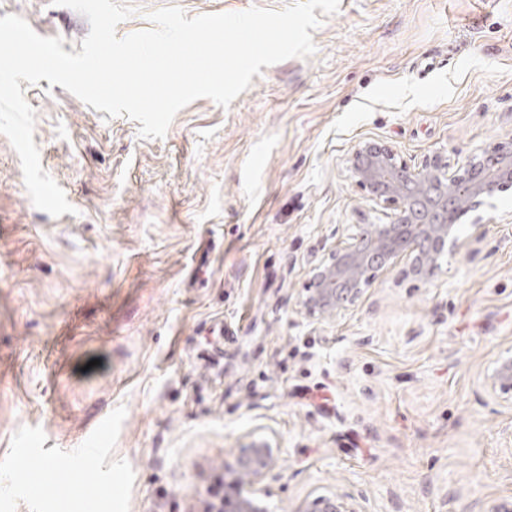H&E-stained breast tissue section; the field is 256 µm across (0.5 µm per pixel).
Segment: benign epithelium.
<instances>
[{
    "mask_svg": "<svg viewBox=\"0 0 512 512\" xmlns=\"http://www.w3.org/2000/svg\"><path fill=\"white\" fill-rule=\"evenodd\" d=\"M350 170L356 184L370 196L395 207L388 224H359L351 242L334 250L312 269V288L302 301L311 314L334 316L355 306L378 273L400 255L412 258V271L434 278L441 257L461 247L456 221L476 212L499 191L512 185V147L485 157L471 156L451 169L435 155L415 168L390 146L364 141L357 145ZM494 396L512 395V357L498 360L485 377ZM273 464L271 446L253 443L237 462L234 477L224 483V512H267L245 486ZM300 512H363L346 492L319 495Z\"/></svg>",
    "mask_w": 512,
    "mask_h": 512,
    "instance_id": "1",
    "label": "benign epithelium"
}]
</instances>
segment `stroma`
Returning a JSON list of instances; mask_svg holds the SVG:
<instances>
[{"instance_id": "stroma-1", "label": "stroma", "mask_w": 512, "mask_h": 512, "mask_svg": "<svg viewBox=\"0 0 512 512\" xmlns=\"http://www.w3.org/2000/svg\"><path fill=\"white\" fill-rule=\"evenodd\" d=\"M149 12L280 10L292 0H124ZM82 50L86 17L0 0ZM315 53L200 98L166 135L40 80L25 85L43 169L74 213L35 208L0 135V512H205L267 441L270 512L350 493L362 512H490L512 496V403L487 369L512 351V187L433 280L408 258L332 319L311 268L392 206L354 182L362 141L411 166L512 142V0H340ZM95 460L43 482L65 453Z\"/></svg>"}]
</instances>
